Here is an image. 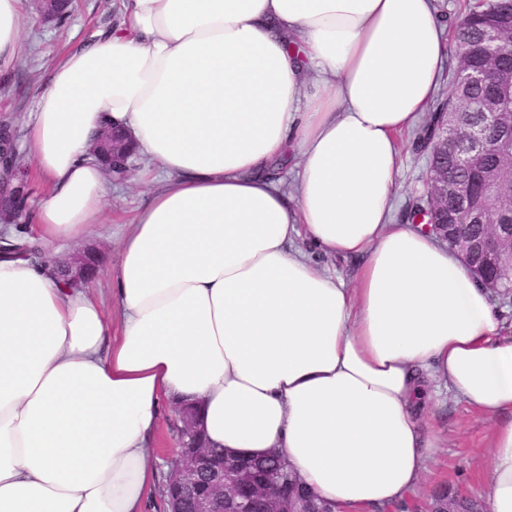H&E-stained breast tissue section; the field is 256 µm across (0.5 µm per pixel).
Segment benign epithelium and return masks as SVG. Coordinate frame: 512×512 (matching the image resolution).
<instances>
[{
    "instance_id": "benign-epithelium-1",
    "label": "benign epithelium",
    "mask_w": 512,
    "mask_h": 512,
    "mask_svg": "<svg viewBox=\"0 0 512 512\" xmlns=\"http://www.w3.org/2000/svg\"><path fill=\"white\" fill-rule=\"evenodd\" d=\"M502 36V30L489 26L484 30L488 49L485 65L480 69L464 73V82L483 84L494 81L500 94L481 106L488 123L512 124V71L498 68L494 63V51ZM465 148L462 161L470 163L479 158L486 149L485 131L468 122L461 112H446L437 131L436 150ZM112 152L117 161L128 158L122 139L104 127L98 134L92 153ZM14 163L16 188L28 187V170L21 162L15 136L11 127L0 124V163L5 159ZM426 196L433 202V229L441 240L448 239V209L440 204L454 197L463 207L469 220L482 222L492 213L503 210L512 212V191L501 178L492 176L487 180L486 193L490 204L482 211H474L470 203L475 189L472 179L448 180V168L438 162H430L425 179ZM464 259L475 249L486 254L488 259L499 261L506 245L512 243V233L492 235L484 240L469 243L459 240ZM89 257H71L52 262L54 274L77 286L84 281L82 272ZM177 414L181 423L179 450L172 463L167 479L166 512H336V508H314V498L300 488L287 490L292 480L288 464L281 462L272 472L258 478L253 463L229 453L218 454L208 447L202 437L196 415L188 408H180Z\"/></svg>"
}]
</instances>
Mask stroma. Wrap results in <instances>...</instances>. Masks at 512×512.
<instances>
[{
  "instance_id": "obj_1",
  "label": "stroma",
  "mask_w": 512,
  "mask_h": 512,
  "mask_svg": "<svg viewBox=\"0 0 512 512\" xmlns=\"http://www.w3.org/2000/svg\"><path fill=\"white\" fill-rule=\"evenodd\" d=\"M120 0H74L68 18L60 24L42 23L35 4H28L23 39L16 61L7 74L0 76V121L22 131L23 120L35 106L37 93L48 80L55 64L67 52L90 40L99 31H108L120 17ZM403 162L397 176V218H405L423 193L427 151L416 148L413 132L402 136ZM149 192L130 184L113 187L107 199L102 222L95 240L70 243L61 247V258L84 250H95L101 257V270L87 290L104 313L112 311L109 274L119 262L115 242L136 208L147 200ZM179 418L176 412L162 408L156 434L157 483L147 499L146 512H163V489L170 470L172 453L178 446ZM435 430L439 446L435 451L430 475L424 480L413 501L417 512H430L435 490L478 497L489 471L486 446L492 434L491 422L485 420L463 401L449 399L436 411Z\"/></svg>"
}]
</instances>
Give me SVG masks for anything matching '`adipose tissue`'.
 <instances>
[{"label":"adipose tissue","instance_id":"ef3b65f1","mask_svg":"<svg viewBox=\"0 0 512 512\" xmlns=\"http://www.w3.org/2000/svg\"><path fill=\"white\" fill-rule=\"evenodd\" d=\"M25 0H0V65ZM437 0H122L25 122L47 248L91 236L122 128L152 184L127 224L111 327L51 265L0 259V512H142L162 407L208 443L282 456L343 512H389L429 473L422 397L493 420L487 512H512V335L421 225L393 218L401 133L434 98ZM323 254L362 257L353 282ZM91 151L94 155L104 151H112L113 161L123 158L128 159L129 157L122 139L107 127L101 129Z\"/></svg>","mask_w":512,"mask_h":512}]
</instances>
